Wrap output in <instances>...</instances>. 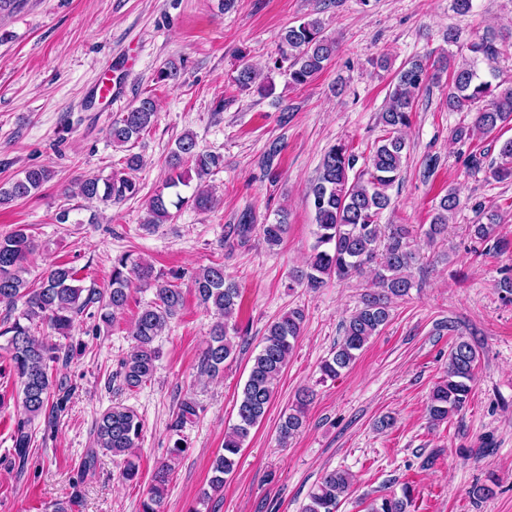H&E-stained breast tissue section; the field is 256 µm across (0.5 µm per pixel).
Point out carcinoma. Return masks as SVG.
<instances>
[{"label":"carcinoma","mask_w":512,"mask_h":512,"mask_svg":"<svg viewBox=\"0 0 512 512\" xmlns=\"http://www.w3.org/2000/svg\"><path fill=\"white\" fill-rule=\"evenodd\" d=\"M336 41L326 36L320 19L310 18L286 28L280 34V53L274 68L283 71L288 86L303 87L312 82L336 54ZM469 51L491 61L499 54L493 37L483 36L469 45ZM452 57L442 55L433 62L415 57L404 63L395 74L388 101L379 115L385 136L375 145L369 156L367 170L350 177L359 155L355 149L339 142L323 154L320 174L308 190L315 212L316 243L313 253L303 266L293 271L292 278L300 285L317 290L331 279L349 280L371 264L375 289L364 294L361 305L342 324V336L329 357L320 365L321 379L334 380L350 368L359 353L378 335L391 318V303L409 296L414 283L409 270L415 254L407 242L410 231L402 224H391L382 231L381 215L391 205L388 190L400 179L407 144L403 130L410 126L415 100L422 87L449 72L448 111L461 112L477 103L473 126L490 133L512 122V86H503L483 79L467 63L451 65ZM258 73L249 64L237 69L235 80L243 90L252 88ZM158 119L157 104L145 96L112 122L110 137L115 147H123L150 131ZM169 177L146 204L145 224H165L172 220L171 208L179 209L190 203L200 211L212 209L216 200L205 185L208 176L224 168V156L200 148L196 136L185 133L175 141L168 156ZM143 159L128 153L123 160V174L107 178L89 176L77 182L76 195L86 200L104 203L122 201L139 193V187L130 173L141 168ZM194 170L197 185L188 197L181 195L180 187L190 185L188 170ZM494 180L512 179V139L499 149L498 161L487 168ZM53 177L45 166H30L21 175L0 184V205L24 199L38 191ZM460 205L457 192L450 188L439 199L430 224L425 231L427 240L434 243L445 237L448 214ZM478 222L471 225L473 252L479 256L494 252L504 254L512 242L497 233L500 215L493 208L478 205ZM288 230V213H277L269 224H255L245 214L237 224L224 230V243L244 246L258 234L271 248L283 241ZM35 249V242L27 228L20 225L6 235H0V304L6 306L9 325L0 331L5 338L4 350L9 358L10 373L20 385L22 413L15 421L13 448L19 465H24L32 441L33 422L42 417L49 426L55 424L66 408L71 390L56 383L53 366L70 358V350L35 336V329L47 323L64 339L72 337L77 317L96 308L99 319L109 324L117 312L127 305L131 285L138 281L145 287L155 286V298L142 306L135 320L134 345L120 363L119 376L123 385L132 390L150 381L157 369L159 350L156 339L162 335L171 319L184 306L183 291L174 279L160 282L153 278L152 266L129 254L116 257L107 288H86L77 284L76 270L64 265H53L36 282L21 277L24 264ZM193 286L198 302L217 315L210 337L202 353L201 371L213 377L224 371V362L236 350L239 330L232 317L240 297L237 282L224 272V265L215 263L193 274ZM23 309L12 316L17 302ZM305 312L292 308L273 320L266 329L263 345L253 358L242 396L237 403L236 423L225 435L223 452L213 462L210 488L218 493L224 488L226 477L233 474L244 443L251 430L258 426L273 400L275 381L284 371L288 358L302 335ZM478 351L469 341L458 338L448 354L445 378L432 389L427 412L429 419L440 423L460 413L467 404L474 382ZM312 390L298 392L296 402L283 414L278 438L285 445L305 423L307 407L313 400ZM200 406L192 397L184 398L175 414L172 428L180 431L193 422ZM143 431V423L130 408L116 404L105 411L95 428V448L86 454L83 471H91L102 451L124 459L119 478L125 482L137 480L139 465L132 455ZM171 467L158 468L154 484L148 489L141 504L142 512H163V487L169 482ZM353 485V476L345 471L326 473L320 484L309 494V502L302 512H336L339 496ZM412 489L406 484L401 495L390 494L373 499L366 512H407Z\"/></svg>","instance_id":"obj_1"}]
</instances>
